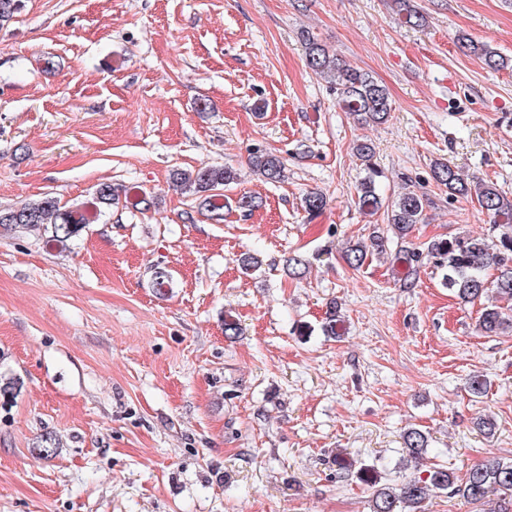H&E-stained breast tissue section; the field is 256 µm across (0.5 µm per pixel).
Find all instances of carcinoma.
Wrapping results in <instances>:
<instances>
[{
    "label": "carcinoma",
    "mask_w": 512,
    "mask_h": 512,
    "mask_svg": "<svg viewBox=\"0 0 512 512\" xmlns=\"http://www.w3.org/2000/svg\"><path fill=\"white\" fill-rule=\"evenodd\" d=\"M399 11L406 22L421 26L425 18L413 9L410 0H397ZM308 66L319 74H330L335 78L336 91L342 108L361 124L388 120L391 103L386 89L369 74L346 66L314 37L301 34ZM458 41L470 52L481 58L490 69H512V58L499 54L486 44H477L465 35ZM356 152L366 163L368 174L358 188V204L361 209L374 212L382 208V199L377 193L378 171L371 165L373 146L361 142ZM251 165L269 182L284 178L282 160L268 152H257ZM433 175L437 183L448 189L450 196H465L469 192L467 180L462 172L446 162L433 164ZM175 182L196 196L198 208L219 220L223 217L221 202L224 188L235 180L237 173L230 167L212 166L193 174L176 171ZM121 190L110 183H102L91 202L82 209L59 206L52 197H43L19 206L0 207V228L15 233L38 232L45 235L46 243L64 248L78 237L87 225L102 215L120 200ZM479 205L492 217L493 230L497 234L490 238L453 237L446 242L430 241L422 246H404L396 255L403 266L402 281L410 288L415 284L419 269L427 261L447 270L446 285L456 295L468 302L494 293L502 300L512 301V199L504 196L495 186L485 185L477 193ZM326 198L319 192H310L304 198V209L310 215L322 212ZM389 226L401 240H406L413 226L424 221V198L413 191L404 193L391 204L387 214ZM385 250V238L374 235L370 245H359L345 254L347 264L358 269L368 254ZM496 271L493 279L486 277L488 269ZM477 330L482 334L498 333L512 328V320L503 316L501 307L486 306L478 317ZM407 461H420L428 453V437L418 429L404 433ZM512 489V460L495 459L472 466L465 478L456 481L454 473L442 468L428 471L425 478L412 477L398 488L382 487L373 491L370 512H397L401 507L408 512H424L422 504L432 492L446 491L472 505H482L494 490Z\"/></svg>",
    "instance_id": "obj_1"
}]
</instances>
